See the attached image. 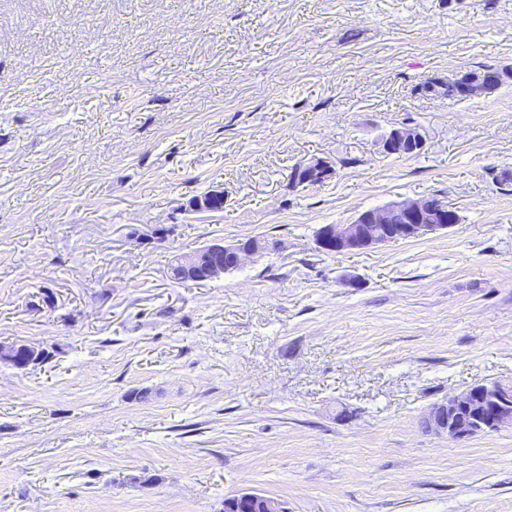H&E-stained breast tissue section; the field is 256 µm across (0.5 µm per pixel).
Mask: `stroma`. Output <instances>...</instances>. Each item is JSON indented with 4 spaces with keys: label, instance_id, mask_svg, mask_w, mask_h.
<instances>
[{
    "label": "stroma",
    "instance_id": "1",
    "mask_svg": "<svg viewBox=\"0 0 512 512\" xmlns=\"http://www.w3.org/2000/svg\"><path fill=\"white\" fill-rule=\"evenodd\" d=\"M502 67L512 0H0V342L54 353L0 362V512H512V428L423 423L512 386V86L417 91ZM402 124L420 155L381 153ZM432 195L459 224L316 246ZM248 238L274 248L170 279ZM302 171L312 172V175L308 177L301 185H305V188L314 187L322 184L325 179H322L323 176H329L333 173L332 165L329 161L322 158H314L306 163H302L297 165L292 170L291 180L295 184V175L301 173ZM321 172V175L316 177L315 173ZM319 178V179H316ZM321 178V179H320ZM267 246L242 248L241 243L226 245L214 242L202 248L177 256L181 273H203L206 280L221 278L226 273L238 270L247 258L261 254ZM240 499L246 506H254L255 503L260 508V512H287L286 504L271 496L256 493V492H243L234 495Z\"/></svg>",
    "mask_w": 512,
    "mask_h": 512
}]
</instances>
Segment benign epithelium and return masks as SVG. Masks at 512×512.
Segmentation results:
<instances>
[{
    "label": "benign epithelium",
    "mask_w": 512,
    "mask_h": 512,
    "mask_svg": "<svg viewBox=\"0 0 512 512\" xmlns=\"http://www.w3.org/2000/svg\"><path fill=\"white\" fill-rule=\"evenodd\" d=\"M453 90L456 97L466 101L485 93L477 77L454 85ZM408 144H415L422 150L425 140L415 128L394 127L383 138L382 150L387 155L402 157ZM303 171L312 173L303 182L307 188L322 184L324 177L333 173L330 162L322 158L297 165L292 175ZM451 211L453 208L434 196L393 201L372 211L360 212L349 224L321 225L316 233V245L324 253L349 252L418 237L450 227L448 213ZM265 249L264 244L244 248L239 243L226 245L214 242L178 255L177 267L184 273H202L205 279L212 281L238 270L246 259L261 254ZM450 402L462 423L454 424L448 419ZM450 402L445 400L430 408L426 417L430 431L460 441L512 428V386L499 384L485 389L479 396L468 389L452 396ZM237 498L247 506L258 505L260 512H287L283 501L265 494L243 492Z\"/></svg>",
    "instance_id": "7a95c632"
}]
</instances>
